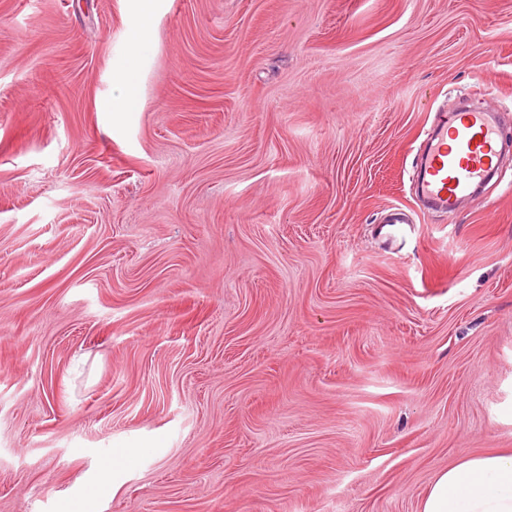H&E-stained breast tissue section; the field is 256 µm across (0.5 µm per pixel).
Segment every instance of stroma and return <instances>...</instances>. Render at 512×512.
<instances>
[{
    "mask_svg": "<svg viewBox=\"0 0 512 512\" xmlns=\"http://www.w3.org/2000/svg\"><path fill=\"white\" fill-rule=\"evenodd\" d=\"M0 0V512H419L512 452V153L423 209L512 0ZM398 207L404 240L379 223ZM134 15L131 37L136 48L141 50L152 35V0H136ZM122 94L112 99L111 111L134 112L139 106V59L136 54L129 57L118 73Z\"/></svg>",
    "mask_w": 512,
    "mask_h": 512,
    "instance_id": "35a3bbf8",
    "label": "stroma"
}]
</instances>
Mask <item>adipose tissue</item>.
I'll list each match as a JSON object with an SVG mask.
<instances>
[{
  "label": "adipose tissue",
  "mask_w": 512,
  "mask_h": 512,
  "mask_svg": "<svg viewBox=\"0 0 512 512\" xmlns=\"http://www.w3.org/2000/svg\"><path fill=\"white\" fill-rule=\"evenodd\" d=\"M420 512H512V454L467 456L441 470Z\"/></svg>",
  "instance_id": "obj_1"
}]
</instances>
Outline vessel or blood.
<instances>
[{"label":"vessel or blood","instance_id":"b4317fda","mask_svg":"<svg viewBox=\"0 0 512 512\" xmlns=\"http://www.w3.org/2000/svg\"><path fill=\"white\" fill-rule=\"evenodd\" d=\"M501 128L491 112L468 110L441 118L429 130L420 161L417 191L437 209H454L493 171Z\"/></svg>","mask_w":512,"mask_h":512}]
</instances>
